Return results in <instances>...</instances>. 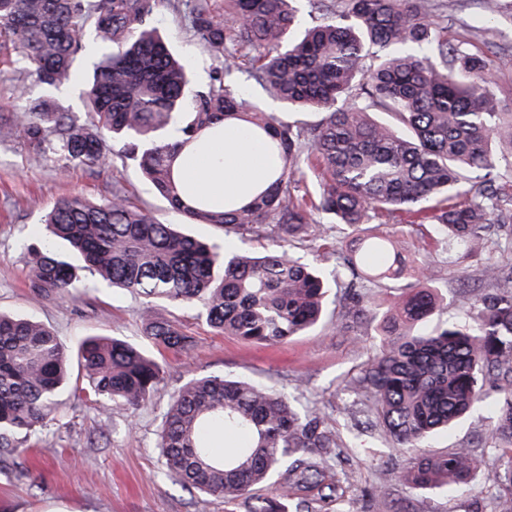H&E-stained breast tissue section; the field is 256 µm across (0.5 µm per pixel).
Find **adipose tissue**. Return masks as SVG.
Instances as JSON below:
<instances>
[{
	"mask_svg": "<svg viewBox=\"0 0 512 512\" xmlns=\"http://www.w3.org/2000/svg\"><path fill=\"white\" fill-rule=\"evenodd\" d=\"M272 162L264 149L238 128L227 127L185 153L181 170L202 196L244 203L265 185Z\"/></svg>",
	"mask_w": 512,
	"mask_h": 512,
	"instance_id": "adipose-tissue-1",
	"label": "adipose tissue"
}]
</instances>
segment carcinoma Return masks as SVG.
Instances as JSON below:
<instances>
[{
  "label": "carcinoma",
  "mask_w": 512,
  "mask_h": 512,
  "mask_svg": "<svg viewBox=\"0 0 512 512\" xmlns=\"http://www.w3.org/2000/svg\"><path fill=\"white\" fill-rule=\"evenodd\" d=\"M158 0H0V50L8 49L42 87L20 112L0 115V143L24 130L29 148L65 170L100 164L108 143L171 209L189 223L224 233L268 230L283 243L324 241L327 225L355 237L343 269L328 280L283 248L261 257L229 253L161 224L117 188L98 202L74 196L46 214L50 235L27 246L31 291L78 300L81 272L145 300L147 343L175 353L191 342L157 304L193 307L218 333L256 344L282 343L324 322L330 282L346 278L336 299V332L369 316L373 288L409 279L412 287L381 315L380 345L357 385L366 407L397 449L411 454L448 431L493 393L491 445H463L415 456L401 482L413 491L465 486L482 474L512 498V268L484 265L489 290L461 295L470 321L427 329L438 306L437 270L408 261L398 239L366 233L369 224L405 217L435 225L448 242L484 251L490 234L512 241L495 182L512 175V112L499 110L488 59L448 46V27L425 0H312L333 17L298 30V0H176L191 36L216 62L209 82L192 87L186 61L152 25ZM97 52L92 76L76 59ZM245 65L253 81L289 109L316 112L315 123L284 121L231 80ZM78 83L87 112L58 103ZM387 112L394 123L369 118ZM223 125L259 140L273 161L267 183L244 205L185 197L174 177L179 155ZM318 178L312 194L292 183ZM464 195L470 201L454 205ZM63 242L68 252H58ZM83 392L135 409L158 392L162 365L144 347L103 334L65 346L44 322L0 312V455L21 454L51 415L71 363ZM341 447L330 418L286 388L242 376H203L180 387L162 418V463L184 486L245 512H309L318 501L346 512ZM260 487L271 494L255 495Z\"/></svg>",
  "instance_id": "carcinoma-1"
}]
</instances>
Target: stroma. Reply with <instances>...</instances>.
I'll list each match as a JSON object with an SVG mask.
<instances>
[{"label": "stroma", "mask_w": 512, "mask_h": 512, "mask_svg": "<svg viewBox=\"0 0 512 512\" xmlns=\"http://www.w3.org/2000/svg\"><path fill=\"white\" fill-rule=\"evenodd\" d=\"M445 2L449 44L487 57L490 89L501 111L512 112V13L488 26L480 20L482 0ZM153 23L190 61L194 84L206 83L213 62L189 35L187 18L160 0ZM116 184L133 205L148 209L160 223L182 224L132 161L112 154L94 168L63 172L56 162L30 152L22 133L0 144V309L43 320L70 346L90 333L140 341V298L105 287L75 301L47 299L27 286L29 264L23 245L45 236L43 214L65 197H110ZM182 226L184 232L222 244L230 252L262 255L276 247L274 237L266 233L227 235L212 224ZM349 249V237L332 230L326 245L306 239L299 242L297 253L317 260L330 274ZM490 259L512 265V247L492 238L484 253L475 255L442 242L424 255V262L439 271L436 286L443 297L432 325L463 318L459 289L464 284L477 285V273ZM156 313L177 320L193 341L187 353L154 351L165 371L163 389L130 412L86 398L81 375H72L52 420L25 457L0 458V512H224L222 500L171 478L157 446L170 392L200 376L233 374L294 390L336 416L340 438L348 440L344 427L352 420V399L342 395L339 387L358 376L379 343L375 323L364 324L355 335L340 336L331 312L327 323L315 330L266 345L219 334L191 308L162 304ZM492 415V402H485L462 426L434 438L430 452L477 444ZM362 442V447L345 449L343 459L355 512H365L368 490L381 483L394 489L389 512H485L492 499L499 507L507 505L505 496L497 495L481 477L463 491L410 490L399 480L408 457L381 440L374 427L367 428Z\"/></svg>", "instance_id": "35a3bbf8"}]
</instances>
